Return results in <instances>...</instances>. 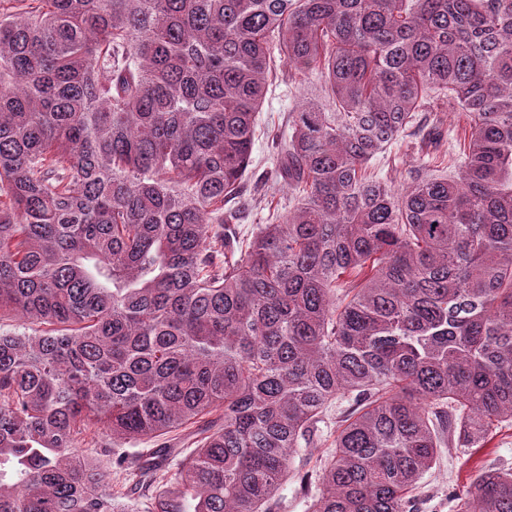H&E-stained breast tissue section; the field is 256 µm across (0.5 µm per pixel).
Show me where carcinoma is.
<instances>
[{
	"instance_id": "obj_1",
	"label": "carcinoma",
	"mask_w": 512,
	"mask_h": 512,
	"mask_svg": "<svg viewBox=\"0 0 512 512\" xmlns=\"http://www.w3.org/2000/svg\"><path fill=\"white\" fill-rule=\"evenodd\" d=\"M321 96L290 116L297 203L235 261L220 231L273 50ZM431 93L454 174L369 170ZM0 512H140L78 448L164 435L153 512H270L336 400L357 407L309 512H409L448 433L512 421V0H0ZM472 512H512V471Z\"/></svg>"
}]
</instances>
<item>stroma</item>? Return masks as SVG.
<instances>
[{
	"instance_id": "35a3bbf8",
	"label": "stroma",
	"mask_w": 512,
	"mask_h": 512,
	"mask_svg": "<svg viewBox=\"0 0 512 512\" xmlns=\"http://www.w3.org/2000/svg\"><path fill=\"white\" fill-rule=\"evenodd\" d=\"M275 61L271 90L256 117L257 138L242 179L241 194L224 205L225 228L240 246L261 225L286 216L294 203L295 192L277 173L273 139L287 136L290 114L320 87L317 74H297L286 56H276ZM462 126L456 104L440 95L430 96L417 123L405 131L397 144L376 155L369 166L397 189L407 186L427 168L447 174L448 147L458 142ZM351 407V400L339 401L325 416L313 444L299 450L294 470L276 494L273 512H307L308 503L298 488L304 482L316 484L319 463L333 446L337 423ZM201 428V422H190L162 436L118 443L113 456L99 460L104 481L112 491L125 492L134 482V472L117 466V457L133 460L149 448L194 447ZM507 470H512V423L496 424L482 448H463L456 438H449L414 493L413 512H469L470 493L478 477L490 471Z\"/></svg>"
}]
</instances>
